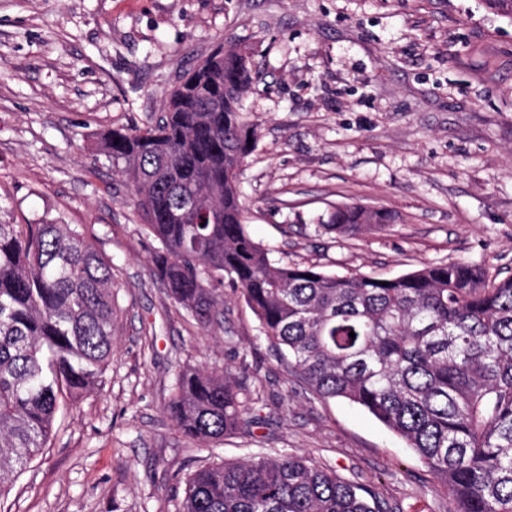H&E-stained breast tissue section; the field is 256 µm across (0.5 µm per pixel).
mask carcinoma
<instances>
[{"label":"carcinoma","instance_id":"cac0c4a2","mask_svg":"<svg viewBox=\"0 0 512 512\" xmlns=\"http://www.w3.org/2000/svg\"><path fill=\"white\" fill-rule=\"evenodd\" d=\"M256 77L247 49L217 47L173 87L159 119L102 138L159 242L157 277L205 329L229 283L291 370L401 436L453 512H512V277L449 262L382 280L273 259L246 229L239 190L256 139L241 101ZM393 222L349 203L322 228L345 237ZM112 315V265L82 227L0 222L1 499L47 447L59 411L101 388ZM167 413L205 445L242 422L222 369H181ZM180 512L384 509L372 490L288 454L193 472Z\"/></svg>","mask_w":512,"mask_h":512}]
</instances>
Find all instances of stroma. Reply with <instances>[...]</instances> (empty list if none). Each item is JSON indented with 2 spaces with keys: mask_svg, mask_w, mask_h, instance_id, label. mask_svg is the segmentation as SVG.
Instances as JSON below:
<instances>
[{
  "mask_svg": "<svg viewBox=\"0 0 512 512\" xmlns=\"http://www.w3.org/2000/svg\"><path fill=\"white\" fill-rule=\"evenodd\" d=\"M248 47L257 128L240 190L281 263L392 278L442 262L512 276V21L482 0H0V221L78 224L112 264L103 388L68 410L5 512H178L189 474L291 454L386 512H450L405 442L287 370L232 288L210 331L153 271L154 238L100 134L162 112L219 45ZM395 221L341 238L336 205ZM228 370L244 422L209 447L166 413L180 367Z\"/></svg>",
  "mask_w": 512,
  "mask_h": 512,
  "instance_id": "35a3bbf8",
  "label": "stroma"
}]
</instances>
